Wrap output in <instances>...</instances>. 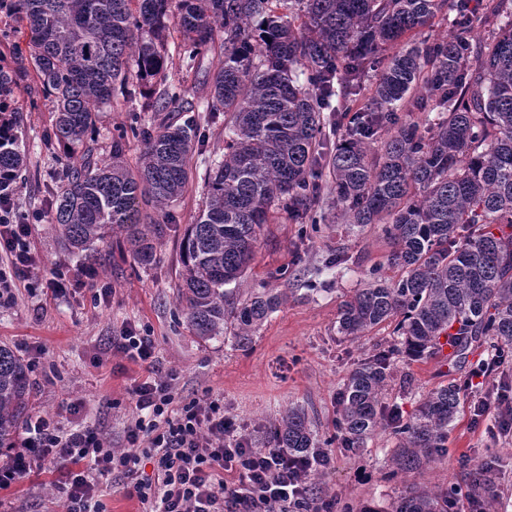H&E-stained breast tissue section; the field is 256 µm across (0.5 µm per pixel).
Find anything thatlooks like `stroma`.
I'll return each mask as SVG.
<instances>
[{
    "instance_id": "stroma-1",
    "label": "stroma",
    "mask_w": 512,
    "mask_h": 512,
    "mask_svg": "<svg viewBox=\"0 0 512 512\" xmlns=\"http://www.w3.org/2000/svg\"><path fill=\"white\" fill-rule=\"evenodd\" d=\"M218 63L215 49L205 54L197 71L182 69L174 52L168 59L170 76L181 81L186 99L200 108L195 115L199 134L216 160L224 153V119L212 117L203 106L210 93L204 71ZM30 88V83H22L10 101L16 110L19 148L26 157L25 180L13 195L15 212L19 221L33 224L31 249L44 278H70L83 267V256L63 246L53 225L32 220L33 215L48 213L65 158L62 146L45 148L51 114L30 107ZM153 120V113L141 111L139 101L115 94L101 107L96 127L79 151L91 161H101L116 128ZM192 168L185 191L168 205L176 221L163 225L152 264H137L115 241L99 247L98 285L106 289L105 297L78 284L57 297L18 287L12 299L0 302V342L13 345L31 366L34 412L56 416L66 429L96 426L114 445H123L134 410L130 390L145 371L139 362L110 353L107 347L112 337L132 328L152 336L159 371L176 372L180 403L222 398L225 415L256 447H264L267 427L284 413L303 411L317 448L332 456L328 467L309 474L308 484L317 498L335 500V512H363L367 507L390 512L392 503L412 486L448 483L467 489L480 461L489 467L497 512H512V434H498L492 414L472 425L471 406L479 390L464 391L446 453L393 480L385 478L397 446L391 430L377 431L365 447L355 450L336 442L337 398L350 371L393 341L387 326L352 340L338 333L336 323L343 296L367 287L370 270L386 264L392 252L382 225L350 226L341 208L328 202L318 224L305 226L287 212L275 213L262 229L240 288L230 290L227 300L236 303L248 293L269 292L281 295V305L255 329L247 347H238L228 335L209 341L194 337L177 302L180 241L206 193L200 157H193ZM339 250L348 255V262L330 265L331 255ZM470 369L467 363L442 364L437 357L397 364L385 401L411 415L428 391L467 376ZM405 379L410 389L404 394L399 386ZM62 476V469L53 464L34 470L0 490V512H63L52 504Z\"/></svg>"
}]
</instances>
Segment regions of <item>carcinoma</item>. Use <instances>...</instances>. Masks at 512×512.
I'll return each instance as SVG.
<instances>
[{
    "mask_svg": "<svg viewBox=\"0 0 512 512\" xmlns=\"http://www.w3.org/2000/svg\"><path fill=\"white\" fill-rule=\"evenodd\" d=\"M469 0H0V44L13 66H0V107L14 88L33 79L52 112L46 146L77 150L116 92L134 95L158 81L144 112H193L182 86L167 81L164 42L177 18L179 57L200 68L218 34L223 59L210 78L206 111L224 113V159L206 169V197L180 242L178 302L188 328L208 341L233 327L246 347L257 326L280 304L271 293L225 306L224 286L239 283L254 260L262 225L276 209L303 224L321 221L317 207L336 199L351 224H382L393 245L388 265L372 283L347 295L337 332L356 338L381 325L395 343L359 363L337 401L336 429L344 448H361L378 429L398 436L396 469L415 470L445 450L448 427L460 411L463 386L440 385L414 416L384 401L398 361L439 355L455 362L487 346L502 357L512 347V8L487 0L477 16ZM453 12L442 39L408 44L414 31ZM300 19L294 25V19ZM488 38L472 44L476 24ZM400 50L390 54L388 49ZM376 76L370 107L347 117L332 105ZM410 107L438 112L424 128L401 125ZM386 128L383 154L371 156V137ZM344 130L333 153L327 139ZM142 140L136 167L125 144ZM194 120L162 117L154 130L130 125L112 136V153L98 163L67 161L53 194L49 223L88 258L115 234L134 259L150 264L157 228L142 221L138 200L165 208L182 195L197 148ZM24 159L15 124L0 117V199L10 197ZM332 182L322 181L323 169ZM30 366L0 343V448H7L31 414ZM278 448L316 453L305 414L288 411L271 428ZM471 506L494 494L476 478ZM446 489L412 488L392 512H448Z\"/></svg>",
    "mask_w": 512,
    "mask_h": 512,
    "instance_id": "1",
    "label": "carcinoma"
}]
</instances>
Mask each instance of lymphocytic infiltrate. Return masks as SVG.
<instances>
[{
  "mask_svg": "<svg viewBox=\"0 0 512 512\" xmlns=\"http://www.w3.org/2000/svg\"><path fill=\"white\" fill-rule=\"evenodd\" d=\"M32 227L0 214V298L17 284L29 290L47 286L66 291L63 278L42 281L30 249ZM113 351L144 364L147 376L131 393L137 418L128 426L126 447L115 448L95 427L65 430L47 415L30 420L19 451L0 465V489L10 488L32 467L63 463L57 487L64 512H104L102 481L126 476L129 495L143 512H333L332 502L315 501L309 473L329 465V451L297 458L282 448H256L225 416L220 399L206 397L176 405L174 373L155 369L151 336L125 330L112 340ZM152 459L155 478L142 475V458Z\"/></svg>",
  "mask_w": 512,
  "mask_h": 512,
  "instance_id": "lymphocytic-infiltrate-1",
  "label": "lymphocytic infiltrate"
}]
</instances>
